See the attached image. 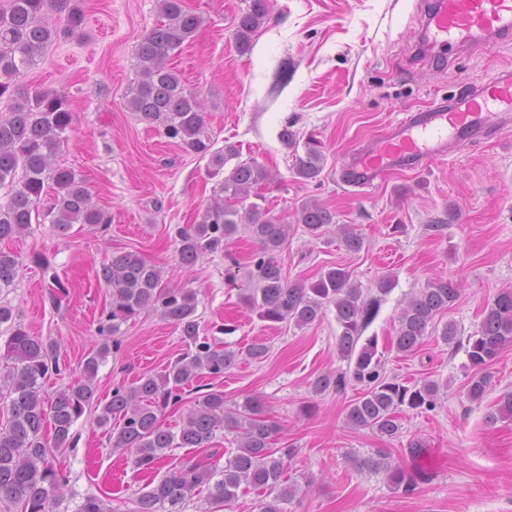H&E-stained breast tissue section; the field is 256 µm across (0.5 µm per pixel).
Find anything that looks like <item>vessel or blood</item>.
Segmentation results:
<instances>
[{
  "instance_id": "vessel-or-blood-1",
  "label": "vessel or blood",
  "mask_w": 512,
  "mask_h": 512,
  "mask_svg": "<svg viewBox=\"0 0 512 512\" xmlns=\"http://www.w3.org/2000/svg\"><path fill=\"white\" fill-rule=\"evenodd\" d=\"M420 34L423 45L472 52L512 43V0H425ZM511 113L508 67L446 102L406 113L373 149L354 150L353 181L369 186L397 167L424 169L448 150L462 151L485 133H500L502 118Z\"/></svg>"
}]
</instances>
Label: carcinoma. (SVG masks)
Instances as JSON below:
<instances>
[{"label":"carcinoma","instance_id":"obj_1","mask_svg":"<svg viewBox=\"0 0 512 512\" xmlns=\"http://www.w3.org/2000/svg\"><path fill=\"white\" fill-rule=\"evenodd\" d=\"M8 2V8H0V98L14 95L15 78L35 65L58 36L46 20L48 12L67 13L65 35L80 32L85 20L75 0ZM157 3L161 19L139 44L127 107L138 121L157 129L183 150L210 155V176L224 174L221 196L204 208L198 223L177 231V261L185 267L195 266L205 255L226 249L239 225H244L259 246L252 275L257 287L245 295L249 306L264 322L292 323L299 328L320 321L327 310L334 309L340 329L336 349L347 362V371L317 375L311 383L313 393L339 392L349 383L360 386V395L346 408L347 424L369 429L380 438L399 436L400 412L405 408L419 412L434 409L441 384L430 379L411 384L385 377L378 337L364 336L383 297L391 291V281L381 280L377 293L366 294L343 265L331 266L312 278L288 280L279 255L288 243L291 225L259 204L263 196L258 188L270 180L269 170L254 158L240 159L234 144L210 152L203 100L186 90L168 66L171 55L195 35L203 19L185 0ZM269 4L270 0H250L239 15L235 41L240 53L251 51L254 37L269 15ZM73 120L66 95L37 88L14 102L9 117L0 119V186H11L9 199L0 203V240L25 233L33 223L48 222L62 236L76 224L110 223V217L92 201L84 180L56 163ZM304 147V155L295 156L294 174L303 181H314L324 168L323 144L311 135ZM294 223L318 239L336 224V213L316 201H306L294 213ZM339 232L347 251L362 249L363 238L352 228L344 225ZM18 269L17 257L0 251V288L13 284ZM97 279L112 289L108 325L100 331L115 333L142 312L157 310L180 330L186 345V352L162 371L113 389L100 410L101 427L120 418L113 444L129 451L133 468L157 470L174 449L212 448L217 433H236V451L225 459L223 468L195 457L172 462L140 495L137 512H183L187 499L202 491L207 492L204 512H228L247 489L261 493L259 512H285L284 504L293 500L299 487L287 476L298 450L291 444L276 447L282 425L265 416L260 396L248 395L228 408L224 392L210 390L190 401L179 425L172 428L162 419L169 406L183 401L185 387L193 380L223 376L239 356L200 338L195 292L169 286L160 269L138 252H113L102 261ZM460 294L455 279L428 282L402 307L391 347L405 356L415 355L433 332L440 331L448 346L465 348L471 370L466 394L479 403L491 384L490 366L512 345V288L495 295L483 309L477 329L464 339L454 322L442 324L439 320ZM6 323L11 332L0 354V402L9 404L10 417L5 429H0V501L15 504L20 512H54L67 482L58 456L67 448L73 424L95 397V378L108 347L85 358L78 381L50 394L44 382L57 369L56 343L32 335L15 322L11 307L0 304V325ZM387 458V450L381 448L356 460V465L384 472L394 491L411 492L426 480L422 469L393 465ZM76 512L112 509L92 495L84 498Z\"/></svg>","mask_w":512,"mask_h":512}]
</instances>
